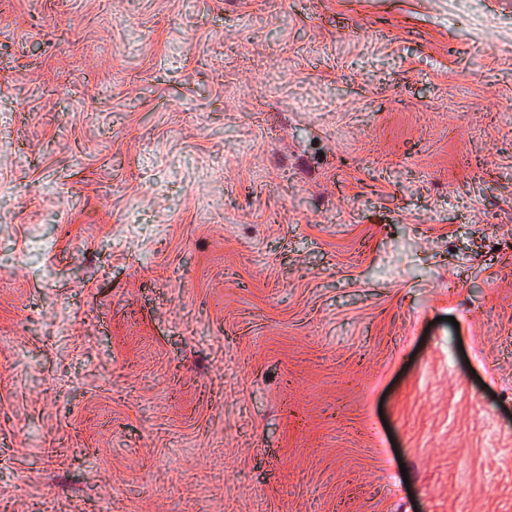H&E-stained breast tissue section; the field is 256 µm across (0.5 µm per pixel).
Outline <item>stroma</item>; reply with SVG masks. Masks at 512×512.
<instances>
[{
    "label": "stroma",
    "instance_id": "1",
    "mask_svg": "<svg viewBox=\"0 0 512 512\" xmlns=\"http://www.w3.org/2000/svg\"><path fill=\"white\" fill-rule=\"evenodd\" d=\"M0 512H512V0H0Z\"/></svg>",
    "mask_w": 512,
    "mask_h": 512
}]
</instances>
